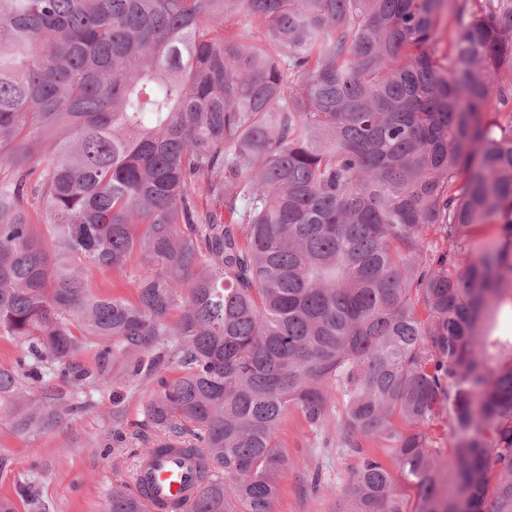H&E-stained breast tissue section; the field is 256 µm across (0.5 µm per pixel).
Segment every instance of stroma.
Instances as JSON below:
<instances>
[{
  "instance_id": "1",
  "label": "stroma",
  "mask_w": 512,
  "mask_h": 512,
  "mask_svg": "<svg viewBox=\"0 0 512 512\" xmlns=\"http://www.w3.org/2000/svg\"><path fill=\"white\" fill-rule=\"evenodd\" d=\"M146 271L135 257L122 274L90 269L87 282L96 295L131 301L134 281ZM165 352L161 346L144 355V362L155 365L148 378L129 376L124 359L109 361L96 381L84 384L59 368L47 374V384L65 394L73 409L34 437L16 435L0 421V457L12 461L0 472V498L12 499L18 512H105L113 489L135 494L134 463L154 439L145 405L158 379L180 374ZM341 418L342 399L336 395L317 426L298 410L289 411L276 435L288 464L279 475L272 512H347L348 481L362 455L390 461L388 449L376 440H363L357 452L337 448Z\"/></svg>"
}]
</instances>
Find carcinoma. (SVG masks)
Masks as SVG:
<instances>
[{
  "label": "carcinoma",
  "instance_id": "1",
  "mask_svg": "<svg viewBox=\"0 0 512 512\" xmlns=\"http://www.w3.org/2000/svg\"><path fill=\"white\" fill-rule=\"evenodd\" d=\"M0 158L16 434L70 409L44 371L95 347L148 377L138 356L170 336L181 375L146 404L142 455L207 461L192 512H271L281 423L318 424L333 390L339 447L382 442L415 512H512V358L488 323L512 301V0H0ZM134 255L135 301L86 288ZM348 491L351 512H407L375 455ZM107 512L147 509L114 490ZM427 434L431 448H439L443 453L450 452L451 448H455L459 439L451 419L445 414L428 427Z\"/></svg>",
  "mask_w": 512,
  "mask_h": 512
}]
</instances>
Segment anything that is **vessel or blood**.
<instances>
[{"label":"vessel or blood","instance_id":"1","mask_svg":"<svg viewBox=\"0 0 512 512\" xmlns=\"http://www.w3.org/2000/svg\"><path fill=\"white\" fill-rule=\"evenodd\" d=\"M136 468L149 490L145 503L150 507L194 495L199 487L196 460L177 448L138 462Z\"/></svg>","mask_w":512,"mask_h":512}]
</instances>
